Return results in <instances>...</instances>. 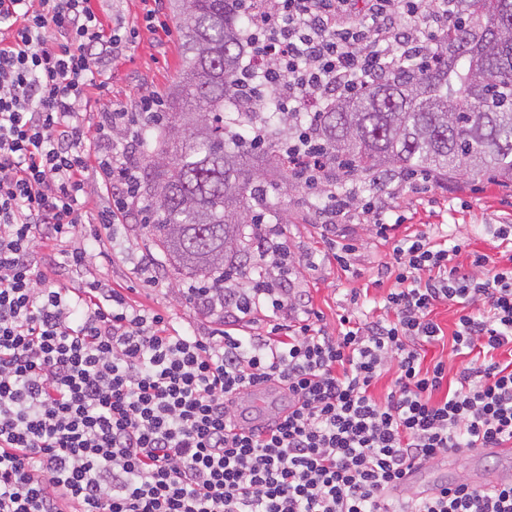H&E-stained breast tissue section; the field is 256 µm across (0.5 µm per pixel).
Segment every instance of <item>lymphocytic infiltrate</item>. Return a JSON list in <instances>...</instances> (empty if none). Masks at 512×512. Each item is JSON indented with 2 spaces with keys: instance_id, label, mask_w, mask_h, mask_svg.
<instances>
[{
  "instance_id": "obj_1",
  "label": "lymphocytic infiltrate",
  "mask_w": 512,
  "mask_h": 512,
  "mask_svg": "<svg viewBox=\"0 0 512 512\" xmlns=\"http://www.w3.org/2000/svg\"><path fill=\"white\" fill-rule=\"evenodd\" d=\"M460 0H247L241 75L254 102L320 110L444 51ZM135 28L106 25L94 0H0V512H512L457 478L422 501L401 495L412 465L512 444V256L395 242L384 315H341L329 335L313 310L265 335L180 336L167 317L86 279L84 252L60 251L92 190L121 220L141 172L112 140L138 146L163 102L140 96L86 119L95 67L125 56ZM315 121L292 127L288 167L321 189L327 223L387 234L376 197L353 204L328 178ZM457 307L452 334L432 318ZM466 357L456 381L424 348ZM392 387L377 399L384 373ZM275 383L288 413L242 423L233 406Z\"/></svg>"
}]
</instances>
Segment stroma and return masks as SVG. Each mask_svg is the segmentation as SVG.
I'll return each instance as SVG.
<instances>
[{
  "label": "stroma",
  "instance_id": "obj_1",
  "mask_svg": "<svg viewBox=\"0 0 512 512\" xmlns=\"http://www.w3.org/2000/svg\"><path fill=\"white\" fill-rule=\"evenodd\" d=\"M105 14L125 25L137 27L139 35L127 56L116 60L101 78L102 88L94 94L93 111L117 104L136 108L140 91L166 97L169 86L183 65L185 50L180 36L163 41L144 26L141 0H103ZM390 205L404 214L399 227L379 235L371 224H326L319 209L322 196L314 190L283 186L269 192L270 213L262 228L246 224L250 247H258L260 235L288 245V268L268 266L269 279L289 276L291 292L307 299L320 312L321 324L330 334L340 329L339 317L358 301L369 316L380 313V300L393 280L382 277L392 260L396 240L418 232L434 239L457 235L466 247L457 257L468 264L469 255L479 251L498 256L503 244L497 236L500 225H512V188H502L486 179L439 178L428 191L413 192L408 185L390 184ZM82 249L88 273L113 288H125L133 306L167 313L171 328L207 336L223 328L222 315L203 311L190 300L193 278L178 273L170 261L148 239L139 210L109 229L98 224L79 225L67 244ZM344 249L345 263L334 252ZM156 260V283L136 277L134 270L147 256Z\"/></svg>",
  "mask_w": 512,
  "mask_h": 512
}]
</instances>
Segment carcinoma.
Listing matches in <instances>:
<instances>
[{"label": "carcinoma", "mask_w": 512, "mask_h": 512, "mask_svg": "<svg viewBox=\"0 0 512 512\" xmlns=\"http://www.w3.org/2000/svg\"><path fill=\"white\" fill-rule=\"evenodd\" d=\"M185 61L168 92L171 111L145 136L147 233L206 288L242 274L249 252L243 214H267L270 185L259 167L293 176L282 132L247 112L240 81V0H170ZM448 26V52L430 66L406 59L355 97L318 115L331 166L382 189L404 172L512 184V0H468ZM497 24L495 39L487 24ZM267 128L252 146L233 128Z\"/></svg>", "instance_id": "carcinoma-1"}]
</instances>
